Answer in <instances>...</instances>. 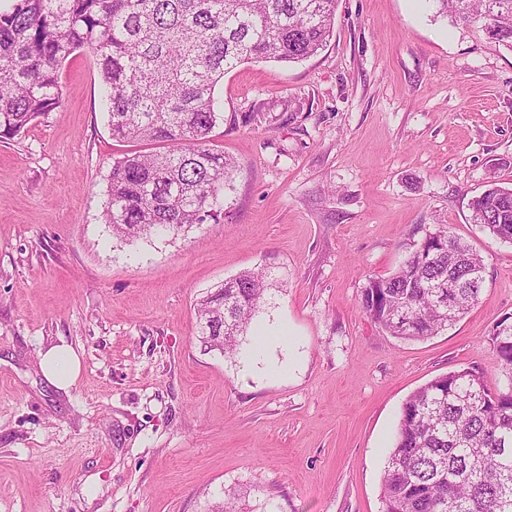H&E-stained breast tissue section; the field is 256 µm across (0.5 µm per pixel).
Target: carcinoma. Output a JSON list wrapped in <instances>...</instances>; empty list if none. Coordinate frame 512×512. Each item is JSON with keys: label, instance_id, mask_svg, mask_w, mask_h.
I'll list each match as a JSON object with an SVG mask.
<instances>
[{"label": "carcinoma", "instance_id": "cac0c4a2", "mask_svg": "<svg viewBox=\"0 0 512 512\" xmlns=\"http://www.w3.org/2000/svg\"><path fill=\"white\" fill-rule=\"evenodd\" d=\"M338 0H12L0 10V141L62 104L60 70L75 52L95 57L112 138L168 143L112 165L102 219L126 241L177 235L224 212L236 164L210 147L223 120L215 97L245 61L295 63L331 35ZM439 12L493 31L512 50V0H436ZM470 221L512 244V188L490 184ZM479 252L440 227L395 272L367 280L360 308L392 336L424 340L478 302ZM453 282L455 287L446 284ZM267 291L246 271L198 300L199 342L238 353ZM512 318L488 336L505 383L460 369L406 400L382 476L383 512H512ZM207 512H266L225 490Z\"/></svg>", "mask_w": 512, "mask_h": 512}]
</instances>
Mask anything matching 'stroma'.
<instances>
[{
  "instance_id": "stroma-1",
  "label": "stroma",
  "mask_w": 512,
  "mask_h": 512,
  "mask_svg": "<svg viewBox=\"0 0 512 512\" xmlns=\"http://www.w3.org/2000/svg\"><path fill=\"white\" fill-rule=\"evenodd\" d=\"M63 103L0 142V512H205L222 489L268 512H382L408 396L500 367L512 244L470 223L512 186V51L435 0H338L333 34L290 64L224 76L212 148L238 168L218 223L114 238L102 220L113 139L91 54ZM485 259L478 303L424 340L361 310L438 226ZM270 292L236 355L204 351L195 304L243 271ZM67 344L66 391L39 355Z\"/></svg>"
}]
</instances>
